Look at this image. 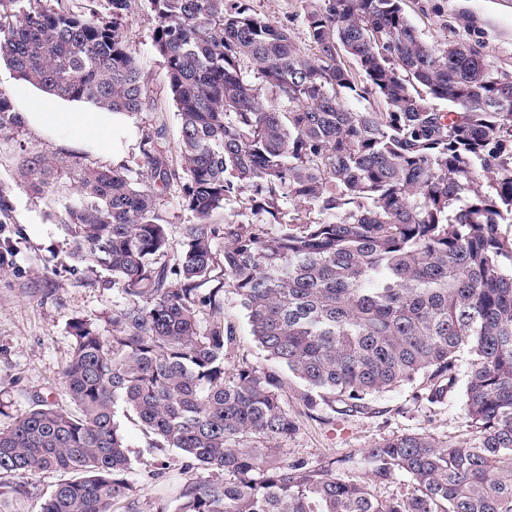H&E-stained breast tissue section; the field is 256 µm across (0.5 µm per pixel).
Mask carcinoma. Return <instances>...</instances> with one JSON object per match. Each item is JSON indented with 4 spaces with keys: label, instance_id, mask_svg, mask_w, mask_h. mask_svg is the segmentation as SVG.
<instances>
[{
    "label": "carcinoma",
    "instance_id": "1",
    "mask_svg": "<svg viewBox=\"0 0 512 512\" xmlns=\"http://www.w3.org/2000/svg\"><path fill=\"white\" fill-rule=\"evenodd\" d=\"M0 0V60L39 89L99 110L135 113L145 89L121 19ZM311 47L249 13L242 0H149L153 46L180 116L187 176L179 263L157 194L164 160L144 172L64 167L29 154L20 186L45 192L66 175L80 198L63 223L74 256L112 272L125 305L112 335L71 324L63 388L74 410L46 399L0 429V478L64 470L42 512H112L131 491L132 462L114 421L119 404L175 448L185 468L223 475L186 482L177 512H512V74L465 42L429 45L400 0H308ZM288 102L261 98L240 62ZM375 94L385 111L343 97ZM22 122L0 90V141ZM318 210L272 232L257 219L224 224V276L261 348L303 387L310 412L334 403L364 413L377 395L420 382L440 403L461 392L472 437L440 446L410 433L363 451L374 481L409 478L386 501L336 474L338 460L287 461L294 430L277 372L227 370L235 327L201 293L216 261L215 213L245 189ZM210 312L200 327L199 314ZM468 366L459 379L458 357Z\"/></svg>",
    "mask_w": 512,
    "mask_h": 512
}]
</instances>
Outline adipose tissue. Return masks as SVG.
Instances as JSON below:
<instances>
[{
    "instance_id": "obj_1",
    "label": "adipose tissue",
    "mask_w": 512,
    "mask_h": 512,
    "mask_svg": "<svg viewBox=\"0 0 512 512\" xmlns=\"http://www.w3.org/2000/svg\"><path fill=\"white\" fill-rule=\"evenodd\" d=\"M19 118L23 126L43 136L54 138L62 134L82 147L106 152L113 151L117 137L126 126L124 114L86 111L47 95L33 98Z\"/></svg>"
}]
</instances>
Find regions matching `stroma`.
<instances>
[{
	"mask_svg": "<svg viewBox=\"0 0 512 512\" xmlns=\"http://www.w3.org/2000/svg\"><path fill=\"white\" fill-rule=\"evenodd\" d=\"M244 2L252 13L286 27L294 43L309 50L306 0ZM402 8L429 45L438 49L455 41L476 45L491 68L512 74V0H402ZM153 28L148 0H134L123 31L136 51L146 99L141 112L127 117L119 155L74 147L64 139L44 138L27 128L15 141L0 143V186L10 189L13 204L11 221L0 224V254L5 257L0 264V428L9 427L28 411L34 396L67 405L62 371L71 351V323L81 321L101 335H111L112 314L124 303L110 272L73 258V239L60 218L65 205L78 196L74 181L62 178L39 195L18 188L19 154L42 151L66 165L139 171L148 149L165 157L173 169H180V119L164 61L153 46ZM185 185L184 178L173 179L156 199L170 241L161 258L168 266L177 263L184 229L194 221L183 204ZM201 290L217 291L222 317L236 327V343L225 355V366L274 369V362L254 340L240 299L224 277L223 261H216ZM300 392V385L291 378L280 390L297 430L278 441V448L288 459L312 464L327 456L339 458V474L347 480L367 479L362 452L383 440L425 432L445 444L471 436L457 387L443 402L432 404L418 398L416 387L401 386L374 398L369 413L354 416L327 407L308 413ZM115 420L133 464L130 498L137 512H175L176 487L203 477V470H187L174 449L149 447L141 425L125 410H117ZM160 470L164 478L155 479ZM67 478L61 471L28 476L26 494L9 497L11 512H42L50 493Z\"/></svg>",
	"mask_w": 512,
	"mask_h": 512,
	"instance_id": "obj_1",
	"label": "stroma"
}]
</instances>
